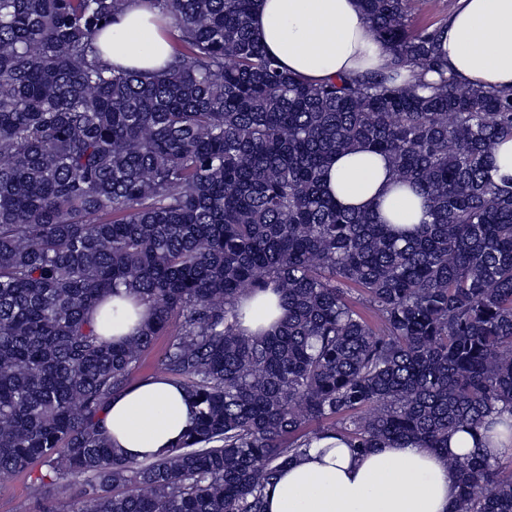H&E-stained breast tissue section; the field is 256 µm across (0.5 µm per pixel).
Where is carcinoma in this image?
<instances>
[{"label":"carcinoma","instance_id":"1","mask_svg":"<svg viewBox=\"0 0 512 512\" xmlns=\"http://www.w3.org/2000/svg\"><path fill=\"white\" fill-rule=\"evenodd\" d=\"M130 2L0 0V477L40 461L30 495L80 480L76 512H265L316 439L413 440L458 473L451 512H512L500 459L448 455L449 434L512 412V180L490 162L512 88L448 75L443 25L410 0H360L385 74L284 73L255 0H149L174 57L117 67L97 38ZM357 148L426 198L414 234L324 192ZM269 288L283 317L248 335L239 302ZM122 292L151 314L106 342L93 312ZM171 327L154 375L192 422L128 461L100 414Z\"/></svg>","mask_w":512,"mask_h":512}]
</instances>
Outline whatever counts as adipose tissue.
Instances as JSON below:
<instances>
[{
    "label": "adipose tissue",
    "mask_w": 512,
    "mask_h": 512,
    "mask_svg": "<svg viewBox=\"0 0 512 512\" xmlns=\"http://www.w3.org/2000/svg\"><path fill=\"white\" fill-rule=\"evenodd\" d=\"M171 19L131 0L107 25L98 46L113 65L157 70L173 52ZM253 28L283 69L302 81L321 84L378 71L388 56L372 37L359 0H256ZM441 49L448 72L465 84L512 87V0H457L447 19ZM329 194L342 206L374 211L394 234L408 235L427 218L424 196L397 181L383 155L362 149L333 157L325 176ZM240 327L248 334L274 329L283 315L278 295L266 291L240 302ZM150 309L129 295L97 308L100 336L121 342L134 335ZM191 409L183 388L157 377L112 398L101 426L127 459L144 460L175 444ZM512 413L487 418L479 431H460L447 454L411 441H388L359 453L340 437L314 443L294 458L265 490L267 512H450L459 492L447 455L512 453V434L503 429Z\"/></svg>",
    "instance_id": "obj_1"
}]
</instances>
